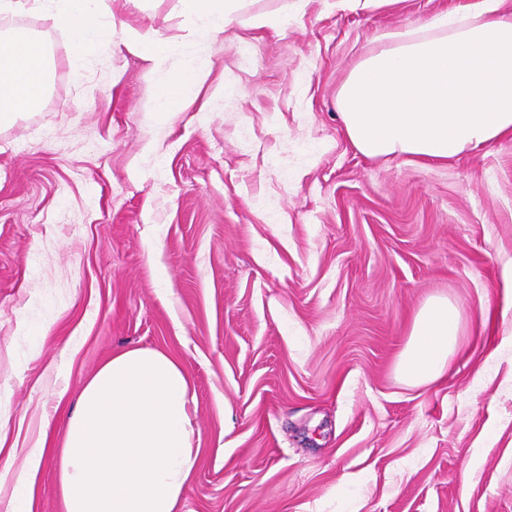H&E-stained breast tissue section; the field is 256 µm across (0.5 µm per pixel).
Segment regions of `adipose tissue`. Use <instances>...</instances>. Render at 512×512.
<instances>
[{"label": "adipose tissue", "mask_w": 512, "mask_h": 512, "mask_svg": "<svg viewBox=\"0 0 512 512\" xmlns=\"http://www.w3.org/2000/svg\"><path fill=\"white\" fill-rule=\"evenodd\" d=\"M55 26L74 35L72 67L112 42L107 0H33ZM197 39L225 31L243 0H182ZM500 0H467L436 17L433 35L390 33L354 66L336 102L345 133L368 157L445 162L512 134V14ZM159 64L183 62L159 95L175 112L205 72L174 39L129 30ZM49 78L42 46L16 33L0 41V124L41 106ZM459 342V314L448 301H428L412 324L399 363L403 377L439 378ZM187 373L151 347L113 352L85 383L68 413L59 447L29 449L24 467L0 474V512H37L36 485L55 467L63 512H179L197 461L198 434Z\"/></svg>", "instance_id": "obj_1"}]
</instances>
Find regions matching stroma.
I'll return each instance as SVG.
<instances>
[{"instance_id":"obj_1","label":"stroma","mask_w":512,"mask_h":512,"mask_svg":"<svg viewBox=\"0 0 512 512\" xmlns=\"http://www.w3.org/2000/svg\"><path fill=\"white\" fill-rule=\"evenodd\" d=\"M465 2L245 0L199 42L180 0H109L120 28L77 72L66 31L0 14L53 60L43 107L0 126V469L144 346L196 400L180 512H512V137L374 159L336 105L376 37ZM129 27L212 62L192 104L157 112L180 58L154 65ZM433 298L461 348L411 385L399 358Z\"/></svg>"}]
</instances>
